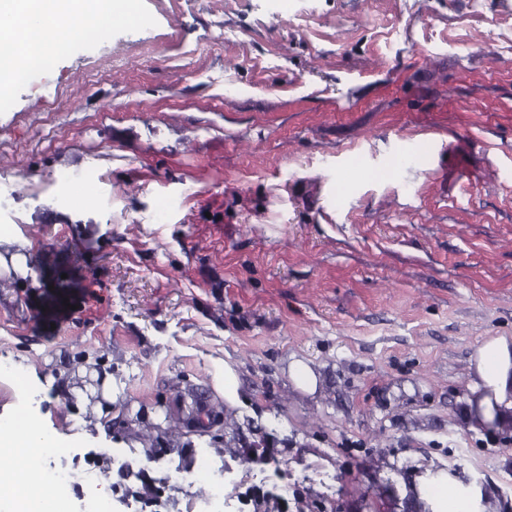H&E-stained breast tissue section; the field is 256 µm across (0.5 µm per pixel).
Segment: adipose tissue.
<instances>
[{
  "instance_id": "ef3b65f1",
  "label": "adipose tissue",
  "mask_w": 512,
  "mask_h": 512,
  "mask_svg": "<svg viewBox=\"0 0 512 512\" xmlns=\"http://www.w3.org/2000/svg\"><path fill=\"white\" fill-rule=\"evenodd\" d=\"M139 0H0V109H9L17 81L48 70L70 40V22L100 34L115 23L140 20ZM473 388L484 423L512 410V342L487 338L474 352ZM56 433L40 428L21 434L16 419L0 421V505L7 512H65L64 496L40 468L44 456L62 448ZM432 512H477L471 495L449 494L448 474L425 468L415 488Z\"/></svg>"
}]
</instances>
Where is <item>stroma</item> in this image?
<instances>
[{"label":"stroma","mask_w":512,"mask_h":512,"mask_svg":"<svg viewBox=\"0 0 512 512\" xmlns=\"http://www.w3.org/2000/svg\"><path fill=\"white\" fill-rule=\"evenodd\" d=\"M140 9L0 111V225L29 267L0 287V361L53 381L24 404L0 375V419L65 434L44 468L126 461L128 512H206L181 478L204 448L224 512H429L422 463L512 512V415L484 425L468 388L482 341L512 340V0ZM105 373L101 443V395L70 392ZM289 378L294 387L304 394L312 395L319 387V375L305 361L292 360L289 365ZM212 383L214 388L224 393V400L230 406L240 402L239 382L235 369L228 363H215L212 371Z\"/></svg>","instance_id":"1"}]
</instances>
